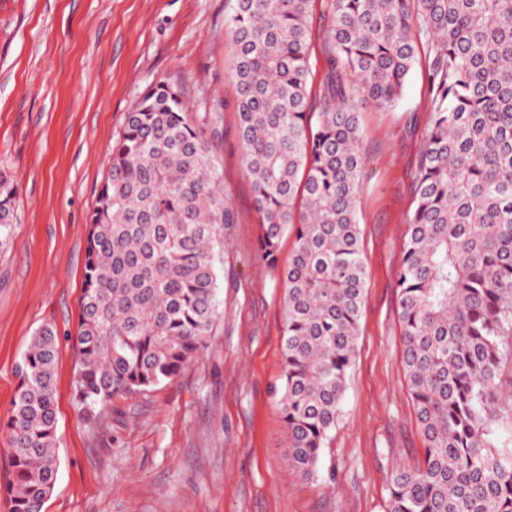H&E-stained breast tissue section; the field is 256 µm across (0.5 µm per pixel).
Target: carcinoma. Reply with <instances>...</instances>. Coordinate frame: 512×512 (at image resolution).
I'll return each mask as SVG.
<instances>
[{
    "instance_id": "carcinoma-1",
    "label": "carcinoma",
    "mask_w": 512,
    "mask_h": 512,
    "mask_svg": "<svg viewBox=\"0 0 512 512\" xmlns=\"http://www.w3.org/2000/svg\"><path fill=\"white\" fill-rule=\"evenodd\" d=\"M316 0H228L226 73L261 234L282 274L288 470L318 477L356 348L367 268L356 196L359 107L388 111L423 64L430 124L397 272L407 385L423 458L391 475L388 512H512V451L492 439L512 361V0H327L324 95L312 97ZM16 193L0 173V250ZM237 215L224 172L178 89L150 86L112 146L88 216L75 400L175 381L220 315L224 244ZM57 338L41 328L18 365L5 423L12 512H44L58 471Z\"/></svg>"
}]
</instances>
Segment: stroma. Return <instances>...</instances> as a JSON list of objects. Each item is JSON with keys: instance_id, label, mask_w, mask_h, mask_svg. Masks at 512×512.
<instances>
[{"instance_id": "obj_1", "label": "stroma", "mask_w": 512, "mask_h": 512, "mask_svg": "<svg viewBox=\"0 0 512 512\" xmlns=\"http://www.w3.org/2000/svg\"><path fill=\"white\" fill-rule=\"evenodd\" d=\"M226 0H0V171L17 188L0 251V419L32 336L52 326L59 471L45 512H387L393 470L423 457L401 360L400 290L417 162L430 114L423 68L389 111L361 112L356 199L369 279L341 413L319 476L290 474L277 405L281 268L258 256L260 225L226 81ZM178 85L224 170L239 221L224 249L222 314L173 383L113 399L97 426L73 405L72 341L89 213L112 145L150 84Z\"/></svg>"}]
</instances>
